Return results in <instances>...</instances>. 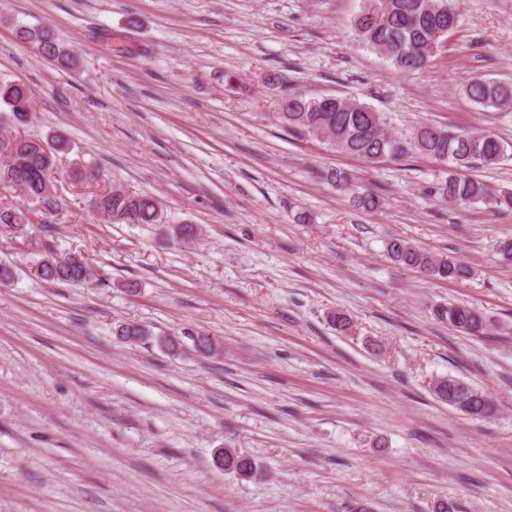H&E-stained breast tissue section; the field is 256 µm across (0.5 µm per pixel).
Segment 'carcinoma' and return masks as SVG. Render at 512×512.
<instances>
[{
	"label": "carcinoma",
	"instance_id": "carcinoma-1",
	"mask_svg": "<svg viewBox=\"0 0 512 512\" xmlns=\"http://www.w3.org/2000/svg\"><path fill=\"white\" fill-rule=\"evenodd\" d=\"M460 0H364L354 19L356 41L382 54L401 72L412 73L426 68L442 33L457 25ZM20 39L37 46L48 61L62 67L75 65L73 51L61 44L44 26H21ZM462 94L486 112L512 109V82L476 75L466 79ZM0 105L8 112L14 132L0 137V154L9 151L0 164V183L20 190L34 209L55 217L62 208L56 191L47 190L59 171L70 142L61 134L45 138L26 135L20 128L27 125L33 111L28 86L16 81L0 80ZM273 118L288 132L309 134L323 139L334 151L353 156L367 164L409 154L420 155L441 165L440 175L426 187L425 194L450 205L483 204L495 212H512V192L496 189L469 175L477 165L494 166L512 156V143L487 131L465 127H448L429 122L414 126L409 135L398 136L386 129L383 113L358 100L334 96L309 97L289 92L282 97L280 111ZM321 178L338 190L350 194L358 209L375 213L381 207L379 196L371 189H358L351 175L340 169H328ZM98 210L112 224H146L162 231L173 243H183L196 236L192 224H175L168 220L164 204L147 193L112 188L98 196ZM0 224L22 232L30 224L27 209L0 207ZM385 250L392 262L402 268L448 280H466L473 274L467 264L449 256H437L415 243L390 238ZM37 276L49 283L82 284L94 278V271L80 255H59L51 251L34 262ZM434 317L448 326L475 336L485 334L486 318L465 304L448 303L436 307ZM117 335L131 344L155 342L170 352L181 348L173 337L158 336L149 326L124 323ZM435 398L450 407L461 399L468 409L459 412L475 419L492 417L496 407L489 395L454 376H443L431 384ZM256 463L233 448L224 449V470L242 479L253 475Z\"/></svg>",
	"mask_w": 512,
	"mask_h": 512
}]
</instances>
